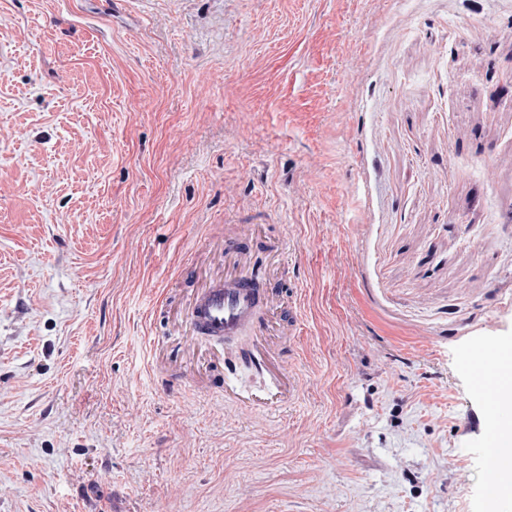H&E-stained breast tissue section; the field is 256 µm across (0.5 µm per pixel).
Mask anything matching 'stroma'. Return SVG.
<instances>
[{
	"label": "stroma",
	"instance_id": "obj_1",
	"mask_svg": "<svg viewBox=\"0 0 512 512\" xmlns=\"http://www.w3.org/2000/svg\"><path fill=\"white\" fill-rule=\"evenodd\" d=\"M509 341L512 0H0V512H489ZM247 248L246 241L226 246L224 275L199 287L189 320L202 336L228 341L245 333L264 335L267 288L262 277L245 272L244 251ZM500 354L506 359L503 366L502 382L497 399L496 382L502 371V358L490 347L482 348L477 353L478 361L472 363L473 387L485 398V417L482 432L485 440V461L488 471L486 492L508 500V492L501 483L502 473L512 464V448H506L504 442L512 445L511 418L502 414L504 409L512 408V344L505 343L500 348ZM501 405V407L498 405ZM504 430V432H502ZM502 433V438H501ZM488 496L492 509L498 507L499 501Z\"/></svg>",
	"mask_w": 512,
	"mask_h": 512
}]
</instances>
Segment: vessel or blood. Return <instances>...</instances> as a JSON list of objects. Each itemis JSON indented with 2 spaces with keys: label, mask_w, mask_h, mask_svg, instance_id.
I'll list each match as a JSON object with an SVG mask.
<instances>
[{
  "label": "vessel or blood",
  "mask_w": 512,
  "mask_h": 512,
  "mask_svg": "<svg viewBox=\"0 0 512 512\" xmlns=\"http://www.w3.org/2000/svg\"><path fill=\"white\" fill-rule=\"evenodd\" d=\"M248 244L235 242L225 248L226 268L222 276L202 284L189 312L193 328L214 340H232L244 334L263 335L266 329L264 309L266 288L262 277L246 273L244 252ZM502 359L490 348H482L472 365V383L485 399L482 432L488 471V495L508 499L501 475L512 466V448L501 438L512 427V418L503 415L498 404L496 383L501 375Z\"/></svg>",
  "instance_id": "b4317fda"
}]
</instances>
